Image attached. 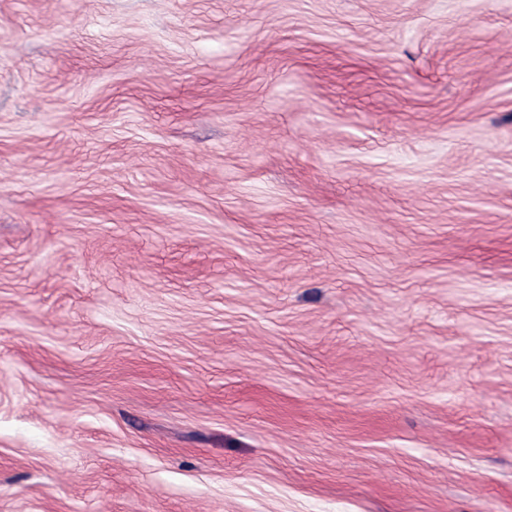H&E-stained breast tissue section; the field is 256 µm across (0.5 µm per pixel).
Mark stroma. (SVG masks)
<instances>
[{"label": "stroma", "mask_w": 512, "mask_h": 512, "mask_svg": "<svg viewBox=\"0 0 512 512\" xmlns=\"http://www.w3.org/2000/svg\"><path fill=\"white\" fill-rule=\"evenodd\" d=\"M0 512H512V0H0Z\"/></svg>", "instance_id": "obj_1"}]
</instances>
